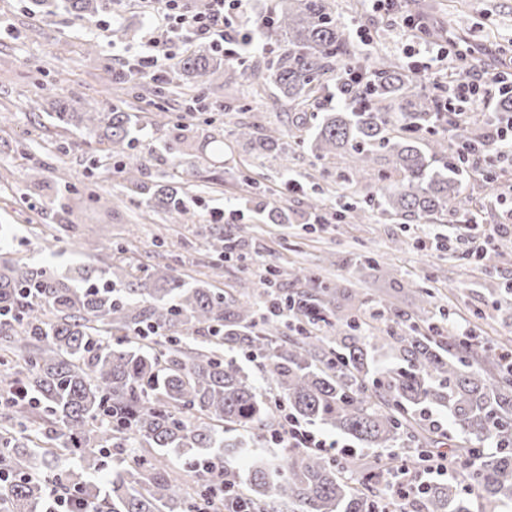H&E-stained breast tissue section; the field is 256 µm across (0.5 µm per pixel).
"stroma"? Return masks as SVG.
Listing matches in <instances>:
<instances>
[{
    "mask_svg": "<svg viewBox=\"0 0 512 512\" xmlns=\"http://www.w3.org/2000/svg\"><path fill=\"white\" fill-rule=\"evenodd\" d=\"M336 5L356 47L396 59L416 90L432 92L431 80L416 69L415 44L399 35V15L371 11L364 0H336ZM405 9L439 30H451L448 63L465 66L471 79L512 66V0H407ZM150 24L138 0H117L102 25L93 19L77 22L65 0L48 8L38 0H0V250L61 272L79 264L104 267L112 261L113 248L123 247L142 262L176 266L186 282L202 279L223 290L258 273L267 262L314 270L328 258L332 283L383 289L375 271L353 263L356 253L368 250L385 267L432 288L435 304L450 315V326L470 327L481 342L512 340V296L504 291L512 283V257L486 275L482 263L469 255L470 234L456 214L442 224H405L376 209L363 224L305 223L307 198L324 197L327 211L335 212L336 197L327 193L320 172L343 169L348 155L320 162L296 150L284 160L254 161L252 177L262 195L290 208L288 224L261 223L244 205L237 177L244 157L232 143L226 144L223 158L200 163L186 185L187 195L196 201L189 219L176 223L140 203L135 181L126 179L115 157L49 118L52 102L65 99L79 112L93 107L107 112L118 103L132 106L145 125L141 139L152 149L146 177L153 181L172 167L166 148L170 129L151 123L158 108L225 130L239 122L284 128L297 117L275 87L256 98L248 80L225 85L220 70L204 93L203 112L187 113L193 92L172 74L162 84L164 97L153 96L154 84L147 80L131 92L116 82L115 74L140 50ZM478 180L477 174H468L464 196L471 198L480 223H500L512 209V197L478 192ZM60 194L74 202L68 232L59 229L45 207ZM216 212L223 213L224 224L214 223ZM243 229L257 232L259 252L212 269L216 256L206 241L220 230L233 235Z\"/></svg>",
    "mask_w": 512,
    "mask_h": 512,
    "instance_id": "35a3bbf8",
    "label": "stroma"
}]
</instances>
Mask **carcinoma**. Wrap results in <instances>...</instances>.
<instances>
[{
  "label": "carcinoma",
  "instance_id": "cac0c4a2",
  "mask_svg": "<svg viewBox=\"0 0 512 512\" xmlns=\"http://www.w3.org/2000/svg\"><path fill=\"white\" fill-rule=\"evenodd\" d=\"M76 19L112 13V0H68ZM285 43L274 60L250 71L226 66L220 52L183 55L178 77L198 88L222 68L228 79L273 82L288 102L305 107L350 68L370 80L355 85V100L323 113L306 130L295 126L256 131L239 124L230 137L250 157H286L306 148L318 161L348 153L356 165L337 185L351 190L336 221L361 223L374 194L384 195L392 219L435 224L456 207L467 167L466 145L476 122L452 121L436 97L419 92L394 60L350 48L334 0H276L254 38ZM58 125L83 131L88 141L125 159L121 169L143 172L149 152L139 149L136 117L121 107L109 112L49 113ZM175 131L172 179L189 180L184 148L224 155V132L200 130L155 113ZM450 129L449 137L443 130ZM379 165L376 183L360 190L362 173ZM143 201L171 216L189 214L182 187L143 184ZM269 224H286L288 210L268 201ZM211 250L245 255L249 241L218 234ZM360 265L384 272L394 292L403 275L374 256ZM97 289L75 288L49 267H30L0 255V470L13 474L0 491V512H54L52 487L79 489L93 512H195L199 487L181 482L158 455L174 449L196 465L194 449L222 450L230 495L211 512H374L389 494L384 475L402 466L417 472L440 437L466 460L448 482L432 483L420 512H501L512 502V374L494 346L482 350L447 334L428 311L414 318L391 294H348L351 312L332 307V283L298 269L303 289L283 299L288 317L260 315L272 296L245 279L221 291L206 282L187 286L174 267L128 262L110 265ZM371 306V320L361 310ZM243 350L262 372L290 418L320 425L369 448H400L401 455L371 461L350 453L291 448L278 461L257 457L241 477L232 459L278 431L282 415L263 399L251 376L224 350ZM447 414L450 433L425 419ZM76 456L60 472L55 460ZM118 463L104 470V459Z\"/></svg>",
  "mask_w": 512,
  "mask_h": 512
}]
</instances>
